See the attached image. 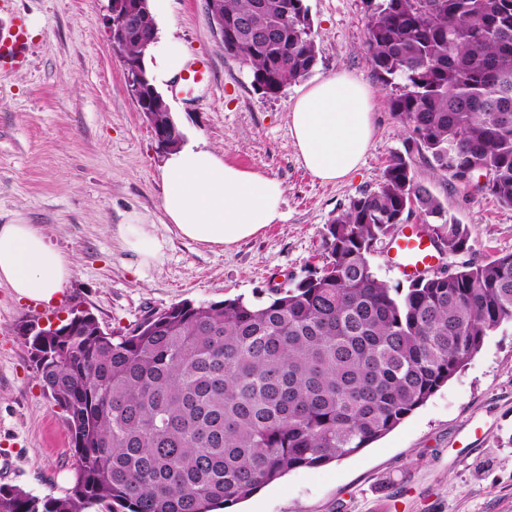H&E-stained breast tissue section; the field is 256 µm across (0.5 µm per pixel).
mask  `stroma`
Listing matches in <instances>:
<instances>
[{"mask_svg": "<svg viewBox=\"0 0 512 512\" xmlns=\"http://www.w3.org/2000/svg\"><path fill=\"white\" fill-rule=\"evenodd\" d=\"M316 31L315 67L278 96L256 93L247 68L225 53L205 0H169L159 26L190 58L207 59L210 84L167 99L185 139H203L226 162L283 183L282 217L227 248L170 234L161 206L165 153L129 91L106 23L109 0H0V36L14 17L38 21L22 66L0 69V224L36 225L74 260L57 305L35 315L0 284V486L61 496L75 470L64 415L44 392L20 330L85 310L102 328L131 327L177 303L219 302L299 281L321 266L328 222L375 191L388 157L408 150L365 49L364 0H306ZM345 71L373 97L374 134L359 168L336 183L298 158L290 109L311 84ZM418 180L449 218L466 225L462 260L512 253V207L438 176L416 159ZM168 245L137 265L119 234L130 217ZM225 512H512V325L395 429L354 455L290 471Z\"/></svg>", "mask_w": 512, "mask_h": 512, "instance_id": "1", "label": "stroma"}]
</instances>
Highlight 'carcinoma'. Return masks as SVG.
Masks as SVG:
<instances>
[{"instance_id": "1", "label": "carcinoma", "mask_w": 512, "mask_h": 512, "mask_svg": "<svg viewBox=\"0 0 512 512\" xmlns=\"http://www.w3.org/2000/svg\"><path fill=\"white\" fill-rule=\"evenodd\" d=\"M224 51L275 97L317 63L305 0H208ZM366 47L419 155L512 207V0H369ZM150 11L118 43L123 63L154 37ZM167 105L156 122L168 124ZM414 215L437 248L465 226L390 156L377 190L326 225L323 264L267 299L184 302L123 331L82 321L36 336V377L65 413L76 469L63 496L0 486V512H216L299 468L357 453L396 428L512 324V254L453 274L381 280L376 244Z\"/></svg>"}]
</instances>
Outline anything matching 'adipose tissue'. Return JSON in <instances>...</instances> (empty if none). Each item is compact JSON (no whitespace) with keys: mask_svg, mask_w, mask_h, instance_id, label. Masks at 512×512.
<instances>
[{"mask_svg":"<svg viewBox=\"0 0 512 512\" xmlns=\"http://www.w3.org/2000/svg\"><path fill=\"white\" fill-rule=\"evenodd\" d=\"M188 56L174 36L156 37L144 53L150 82L168 88ZM290 133L307 171L334 183L355 171L373 136L372 95L348 73L321 80L302 93L290 112ZM162 208L176 236L210 247H229L280 220L284 188L279 180L225 162L204 141L169 151L162 165ZM121 236L139 265L153 264L166 239L152 225L130 218ZM71 257L34 226L0 225V282L18 299L54 304L73 274Z\"/></svg>","mask_w":512,"mask_h":512,"instance_id":"1","label":"adipose tissue"}]
</instances>
